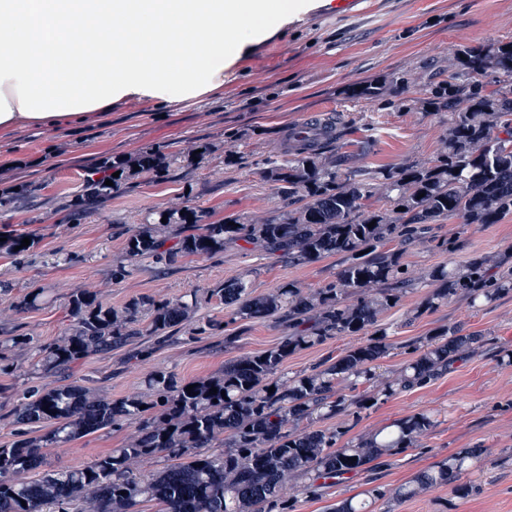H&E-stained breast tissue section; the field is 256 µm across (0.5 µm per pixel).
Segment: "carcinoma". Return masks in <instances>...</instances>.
I'll use <instances>...</instances> for the list:
<instances>
[{
  "mask_svg": "<svg viewBox=\"0 0 512 512\" xmlns=\"http://www.w3.org/2000/svg\"><path fill=\"white\" fill-rule=\"evenodd\" d=\"M411 83L404 74L381 77L347 94L374 100ZM417 94L423 109L440 117L434 157L353 167L348 129L328 121L318 143L288 145L262 161V177L278 189L280 206L261 223L240 216L211 222L207 211L188 205L150 213L127 237L124 262L112 270V278L123 280L143 261L161 267L213 257L242 240L288 257L293 266L339 257L336 275L322 287L288 281L256 294L253 270L246 269L215 288L162 299L142 295L118 307L79 292L68 303L70 323L54 340L19 334L0 345V374L28 362L26 381L15 392L14 423L41 431L37 437L18 431L0 443V512H139L148 504L158 512H293L297 495L318 497L373 461L414 447L437 425L436 413L422 410L345 442L343 427L324 425L339 417L357 421L485 345L479 333L443 325L417 339L397 370L383 369L398 350L384 319L414 291L426 289L406 312L409 322L452 299L464 298L477 310L512 293V262L498 254L476 252L463 263L441 262L418 273L404 260L406 246L416 242L448 254L459 249L456 237L428 238L430 224L454 218L466 226L497 224L512 214V40L457 46L448 76L419 85ZM178 162V154L153 146L136 158L140 171L157 176ZM93 171L87 169L83 194L72 204L75 218L121 192L119 180L108 186ZM378 199L388 207H375ZM173 225L186 230L168 247ZM40 295L35 288L9 310H33ZM213 299L224 306V318L201 313L202 303ZM269 318L285 330L280 342L260 354L243 353L206 377L186 382L155 369L146 391L118 399L86 381L45 382L116 349L143 361L152 354L150 341L180 333L195 338L224 331L227 347L238 338L229 326ZM346 336L360 341L299 372L286 369L298 352ZM214 387L217 393H209ZM125 427L131 432L121 447L94 463L47 468L51 449ZM485 467L484 450H460L393 487L343 498L330 512H376L379 501L400 504L447 485L468 496L479 489Z\"/></svg>",
  "mask_w": 512,
  "mask_h": 512,
  "instance_id": "cac0c4a2",
  "label": "carcinoma"
}]
</instances>
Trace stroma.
I'll use <instances>...</instances> for the list:
<instances>
[{"label": "stroma", "instance_id": "obj_1", "mask_svg": "<svg viewBox=\"0 0 512 512\" xmlns=\"http://www.w3.org/2000/svg\"><path fill=\"white\" fill-rule=\"evenodd\" d=\"M511 39L512 0H367L360 11L346 16L306 6L275 29L258 32L239 55L225 59L219 92L160 106L130 99L81 130L0 134V193L14 198L10 209L0 210V237L18 231L39 240L19 260L0 252V281L10 285L0 294V306L32 289L44 291L41 306L12 316L9 330L54 339L68 323L70 296L84 290L119 305L142 294L163 298L189 288H214L243 269L255 271L259 293L291 280L322 286L336 273L338 258L295 267L241 241L210 258L181 259L165 267L142 262L120 282L113 281L112 267L123 257L125 239L147 214L175 205L207 210L216 221L243 214L263 220L278 197L262 180L257 163L281 150L284 134L296 124L337 115L351 122L354 139L372 146L356 158L359 166L432 157L439 146L438 118L412 102L410 94L366 102L347 98L345 88L401 71L419 85L447 68L456 45L485 47ZM149 146L181 153L184 161L162 176L125 170L119 195L73 219L71 202L82 188L86 166L131 160ZM458 225L452 219L430 229L435 238L461 233L456 262L474 251L494 253L512 246V215L497 224L469 225L463 232ZM420 299L411 294L387 315L396 326L395 342L405 346L435 328L458 323L482 333L486 344L430 385L362 413L350 429L355 435L424 409L437 411L438 425L417 447L370 463L322 496L299 495L295 512H325L368 484H399L463 448H482L488 455L478 493L462 499L444 486L397 505L395 512H512V365L498 362L502 350H512V294L477 310L458 298L406 321V310ZM236 328L240 338L231 347L220 333L201 340L180 335L139 365L129 362L123 349L90 356L73 377L93 380L108 395L120 397L144 390L151 370L164 368L189 381L221 369L240 353L264 351L284 335L272 318L242 321ZM9 330L0 331V342L8 341ZM125 436L122 430L90 435L52 449L49 462L87 465Z\"/></svg>", "mask_w": 512, "mask_h": 512}]
</instances>
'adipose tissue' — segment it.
Instances as JSON below:
<instances>
[{
  "mask_svg": "<svg viewBox=\"0 0 512 512\" xmlns=\"http://www.w3.org/2000/svg\"><path fill=\"white\" fill-rule=\"evenodd\" d=\"M296 0H0V131L87 126L127 98L194 100Z\"/></svg>",
  "mask_w": 512,
  "mask_h": 512,
  "instance_id": "1",
  "label": "adipose tissue"
}]
</instances>
